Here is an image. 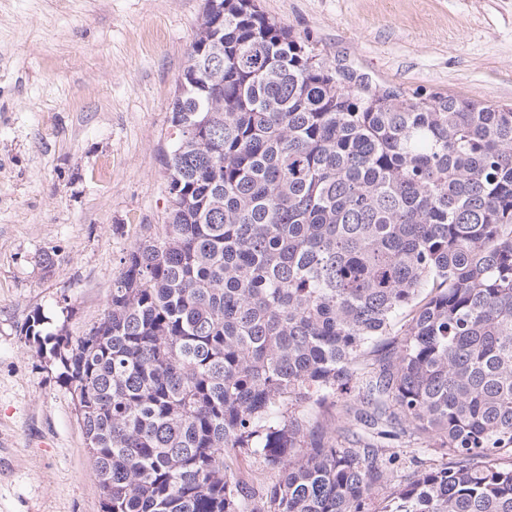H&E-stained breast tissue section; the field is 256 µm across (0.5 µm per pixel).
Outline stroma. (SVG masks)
Instances as JSON below:
<instances>
[{
	"mask_svg": "<svg viewBox=\"0 0 512 512\" xmlns=\"http://www.w3.org/2000/svg\"><path fill=\"white\" fill-rule=\"evenodd\" d=\"M205 0H0V512H101L59 363L120 259L164 224L160 158ZM331 69L406 95L512 107V0H258ZM256 497L277 471L240 454Z\"/></svg>",
	"mask_w": 512,
	"mask_h": 512,
	"instance_id": "1",
	"label": "stroma"
}]
</instances>
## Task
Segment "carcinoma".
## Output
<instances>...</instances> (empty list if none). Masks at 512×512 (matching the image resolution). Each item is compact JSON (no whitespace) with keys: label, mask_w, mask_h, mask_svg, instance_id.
<instances>
[{"label":"carcinoma","mask_w":512,"mask_h":512,"mask_svg":"<svg viewBox=\"0 0 512 512\" xmlns=\"http://www.w3.org/2000/svg\"><path fill=\"white\" fill-rule=\"evenodd\" d=\"M190 45L167 223L25 338L101 512H512V108L332 71L256 0ZM441 454L397 475L393 441ZM237 454L282 473L248 506Z\"/></svg>","instance_id":"1"}]
</instances>
